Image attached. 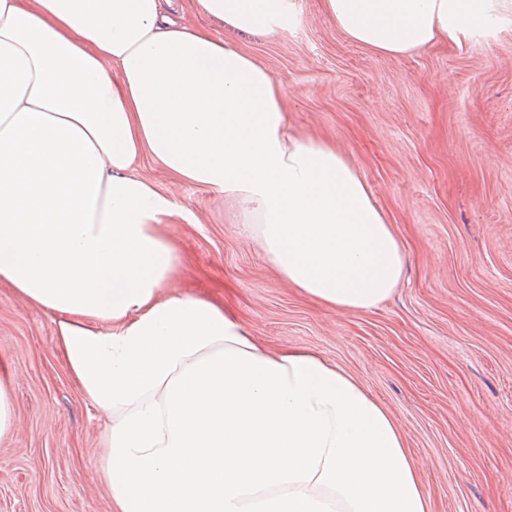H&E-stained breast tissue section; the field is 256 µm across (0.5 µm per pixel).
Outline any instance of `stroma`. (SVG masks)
Here are the masks:
<instances>
[{"instance_id": "obj_1", "label": "stroma", "mask_w": 512, "mask_h": 512, "mask_svg": "<svg viewBox=\"0 0 512 512\" xmlns=\"http://www.w3.org/2000/svg\"><path fill=\"white\" fill-rule=\"evenodd\" d=\"M242 44L287 93L301 132L336 145L406 252L368 312L305 298L267 263L228 198L143 161L183 210L166 226L175 287L223 304L268 349L308 348L359 379L399 422L433 512H512V10L484 37L410 55L349 41L321 0ZM17 373L0 438V512H110L101 416L52 344V317L0 285V361Z\"/></svg>"}]
</instances>
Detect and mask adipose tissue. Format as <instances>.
I'll return each mask as SVG.
<instances>
[{
  "label": "adipose tissue",
  "instance_id": "1",
  "mask_svg": "<svg viewBox=\"0 0 512 512\" xmlns=\"http://www.w3.org/2000/svg\"><path fill=\"white\" fill-rule=\"evenodd\" d=\"M235 32L293 27L295 0H194ZM399 57L473 37L493 0H321ZM232 198L267 262L343 312L388 299L397 234L338 149L291 131L285 91L171 0H0V284L52 316L104 418L90 473L112 512H432L396 419L304 348L266 349L173 291L176 200L136 171Z\"/></svg>",
  "mask_w": 512,
  "mask_h": 512
}]
</instances>
